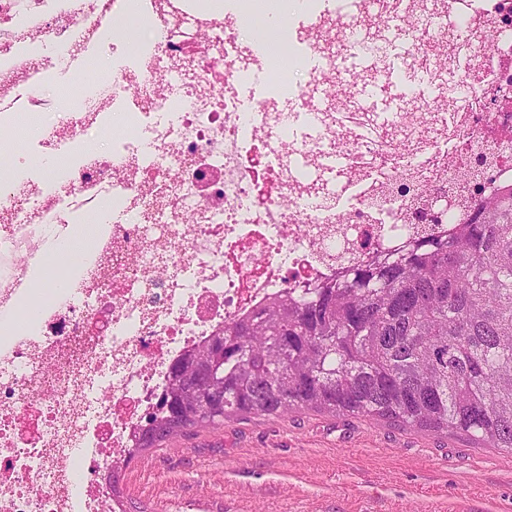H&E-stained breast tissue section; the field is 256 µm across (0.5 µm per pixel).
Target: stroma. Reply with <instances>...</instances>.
Masks as SVG:
<instances>
[{
  "label": "stroma",
  "mask_w": 512,
  "mask_h": 512,
  "mask_svg": "<svg viewBox=\"0 0 512 512\" xmlns=\"http://www.w3.org/2000/svg\"><path fill=\"white\" fill-rule=\"evenodd\" d=\"M31 141L72 105L49 78ZM127 512H512V451L361 416L297 409L231 417L141 453Z\"/></svg>",
  "instance_id": "1"
}]
</instances>
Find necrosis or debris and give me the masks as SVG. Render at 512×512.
Returning a JSON list of instances; mask_svg holds the SVG:
<instances>
[{
  "label": "necrosis or debris",
  "mask_w": 512,
  "mask_h": 512,
  "mask_svg": "<svg viewBox=\"0 0 512 512\" xmlns=\"http://www.w3.org/2000/svg\"><path fill=\"white\" fill-rule=\"evenodd\" d=\"M381 13V40L360 38L361 11L335 53L311 43L317 69L290 15L266 21L259 55L240 14L193 17L175 0H0V101L12 106L0 132L45 104L49 74L76 104L33 141L38 177H19L0 147V308L38 302L26 328L0 322V512H120L104 473L123 465L176 361L344 258L446 234V221L418 215L429 198L470 204L458 167L512 138V113L487 109L492 86L512 81V0H383ZM452 13L462 26L442 25ZM107 31L116 56L88 76L81 61ZM402 38L427 95L389 99L378 120L357 79L347 97L329 94L339 56L385 73ZM271 57L295 64L281 72L284 108L252 94ZM317 86L324 107L311 118ZM129 99L136 111L102 150L90 130ZM86 215L98 224L79 275L32 291Z\"/></svg>",
  "instance_id": "4bbe7bcc"
}]
</instances>
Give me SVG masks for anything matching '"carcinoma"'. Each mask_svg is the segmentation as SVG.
<instances>
[{
  "instance_id": "carcinoma-1",
  "label": "carcinoma",
  "mask_w": 512,
  "mask_h": 512,
  "mask_svg": "<svg viewBox=\"0 0 512 512\" xmlns=\"http://www.w3.org/2000/svg\"><path fill=\"white\" fill-rule=\"evenodd\" d=\"M448 223L209 337L172 367L126 463L231 415L304 407L512 450V185Z\"/></svg>"
}]
</instances>
